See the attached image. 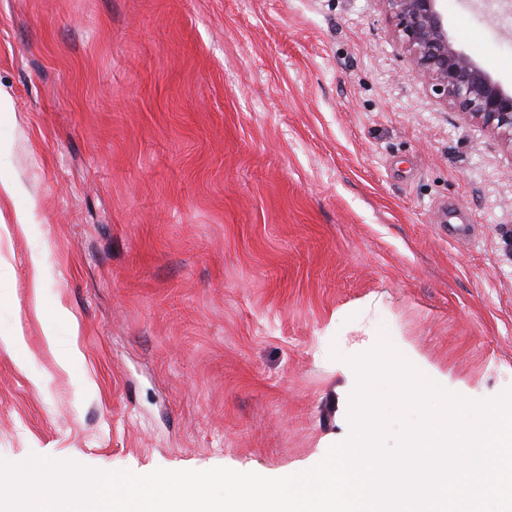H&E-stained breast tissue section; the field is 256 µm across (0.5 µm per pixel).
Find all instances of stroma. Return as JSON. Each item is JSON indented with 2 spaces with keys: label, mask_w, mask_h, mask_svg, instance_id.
Instances as JSON below:
<instances>
[{
  "label": "stroma",
  "mask_w": 512,
  "mask_h": 512,
  "mask_svg": "<svg viewBox=\"0 0 512 512\" xmlns=\"http://www.w3.org/2000/svg\"><path fill=\"white\" fill-rule=\"evenodd\" d=\"M444 12L512 87V8ZM411 70L379 0H0V176L36 202L0 203V459L305 471L383 337L512 389V149ZM23 187L17 179H0V200L8 199L15 206L16 224H20L23 230H27L31 224L34 203L30 202L28 206H18L16 201L22 195ZM40 320L43 324L44 336L50 345H55L57 341V327L61 321L67 318V311L58 303L40 307Z\"/></svg>",
  "instance_id": "stroma-1"
}]
</instances>
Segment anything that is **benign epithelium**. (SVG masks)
I'll return each instance as SVG.
<instances>
[{
	"label": "benign epithelium",
	"instance_id": "1",
	"mask_svg": "<svg viewBox=\"0 0 512 512\" xmlns=\"http://www.w3.org/2000/svg\"><path fill=\"white\" fill-rule=\"evenodd\" d=\"M379 2L396 39L412 58L413 75L439 103L512 147V93L450 41L441 0Z\"/></svg>",
	"mask_w": 512,
	"mask_h": 512
}]
</instances>
